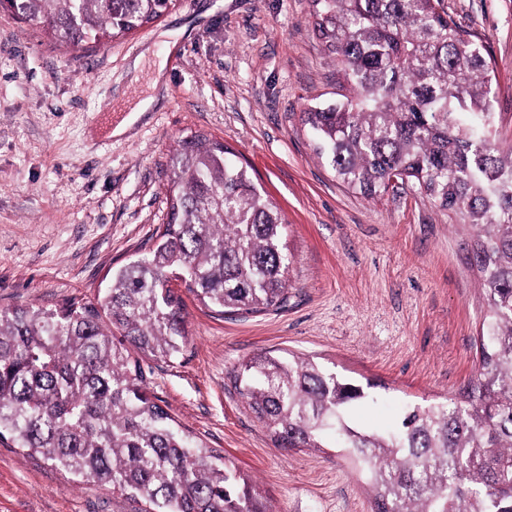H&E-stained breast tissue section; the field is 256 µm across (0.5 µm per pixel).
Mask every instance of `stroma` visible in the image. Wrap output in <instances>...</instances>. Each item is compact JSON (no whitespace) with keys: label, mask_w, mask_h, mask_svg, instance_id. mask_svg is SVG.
Returning <instances> with one entry per match:
<instances>
[{"label":"stroma","mask_w":512,"mask_h":512,"mask_svg":"<svg viewBox=\"0 0 512 512\" xmlns=\"http://www.w3.org/2000/svg\"><path fill=\"white\" fill-rule=\"evenodd\" d=\"M485 45L496 138L512 145V0H443ZM164 59L157 103L124 134L138 101L134 60ZM311 0H178L160 20L87 49L0 11V309L93 299L149 249L167 220L180 140L224 143L287 223L288 302L217 316L185 295L188 344L144 361L150 393L197 440L253 480L272 512H372L335 449L279 448L233 373L253 353L314 358L370 387L355 419L390 427L405 406L455 396L474 377L487 314L468 234L408 190L371 200L316 153L303 110L339 92ZM111 490L76 484L0 440V512H131Z\"/></svg>","instance_id":"1"}]
</instances>
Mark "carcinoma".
<instances>
[{"instance_id":"cac0c4a2","label":"carcinoma","mask_w":512,"mask_h":512,"mask_svg":"<svg viewBox=\"0 0 512 512\" xmlns=\"http://www.w3.org/2000/svg\"><path fill=\"white\" fill-rule=\"evenodd\" d=\"M177 0H15V15L69 47L160 19ZM314 27L348 93L302 112L336 179L365 198L392 182L469 230L488 343L458 397L409 406L388 430L354 423L367 388L310 357L260 351L235 386L281 448L347 452L372 512H512V147L495 139L493 67L441 0H312ZM204 135L180 141L155 244L92 300L0 310V439L136 512H270L224 457L184 430L144 385L141 360L187 344L185 274L213 312L288 302L285 220Z\"/></svg>"}]
</instances>
